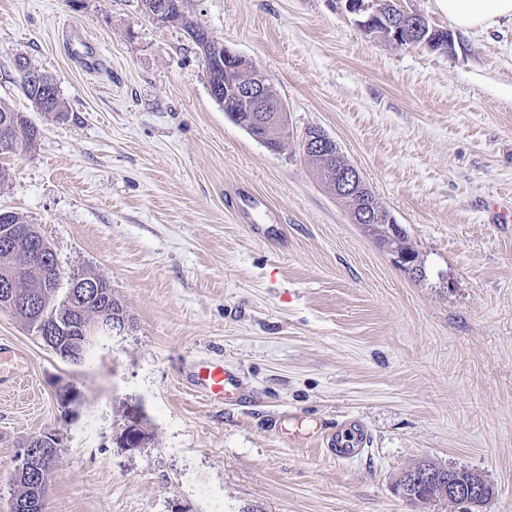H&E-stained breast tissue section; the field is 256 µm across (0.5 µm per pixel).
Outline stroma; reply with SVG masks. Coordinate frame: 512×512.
<instances>
[{
	"label": "stroma",
	"mask_w": 512,
	"mask_h": 512,
	"mask_svg": "<svg viewBox=\"0 0 512 512\" xmlns=\"http://www.w3.org/2000/svg\"><path fill=\"white\" fill-rule=\"evenodd\" d=\"M402 4L452 50L367 35L341 0H184L276 88L290 134L273 151L143 0H0V104L40 130L0 156V210L37 224L64 274L108 281L133 322L72 366L0 310V344L26 356L0 388L1 498L22 442L48 433L46 512H461L395 493L422 459L482 472L478 512H512V20L465 32L435 0ZM18 56L54 78L64 116L27 99ZM314 127L406 229L424 280L318 182L300 148ZM214 360L241 403L195 389ZM350 419L369 441L340 463L317 438ZM136 422L145 443L122 447Z\"/></svg>",
	"instance_id": "35a3bbf8"
}]
</instances>
